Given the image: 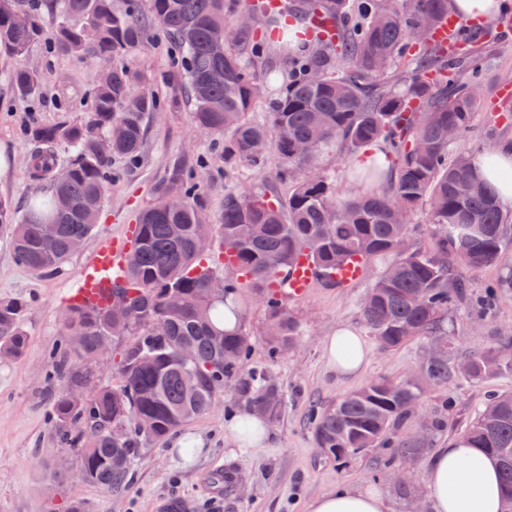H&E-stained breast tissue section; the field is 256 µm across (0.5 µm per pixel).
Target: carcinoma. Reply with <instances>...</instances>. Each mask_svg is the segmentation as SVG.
I'll list each match as a JSON object with an SVG mask.
<instances>
[{
  "label": "carcinoma",
  "instance_id": "obj_1",
  "mask_svg": "<svg viewBox=\"0 0 512 512\" xmlns=\"http://www.w3.org/2000/svg\"><path fill=\"white\" fill-rule=\"evenodd\" d=\"M49 0L56 15L55 41L77 57H89L112 72L90 91L91 108L80 121L35 127L30 138L39 150L31 157L33 177L46 179L45 192L28 199L16 214L0 199V227L9 232L16 262L36 273L60 268L89 242L109 185L113 156L136 164L142 157L149 114L185 102L200 130L231 133L224 141V164L261 170L275 155L288 195L224 193L222 250L211 253V240L197 236L206 217L194 202L196 184L188 170L172 173L181 207L169 210L160 200L141 212L138 235L126 276L112 288L113 307L86 312L68 308L69 339L50 357L52 380L81 389L88 372L77 363L117 341L112 323L128 327L132 341L117 352L122 384L100 387L85 399L65 391L54 400L51 418L62 440L83 448L79 471L84 481L110 491L126 480L139 448L159 444L183 424L205 414L224 390V379L249 358L242 327L224 330V308L235 307L243 286L258 290L269 322L270 356L292 347L297 321L284 308L279 288L288 271L304 257L317 267L319 281L335 286L336 266L360 256H389L391 261L360 302L362 320L384 350L413 338L448 343V354L428 355L420 377L378 378L325 406L315 416L318 447L341 460L369 448H393L382 471L420 454L425 444L410 438L399 444L390 431L411 417L427 389L446 387L455 374L472 380L512 371V339L474 353L463 369L456 363L453 336L444 316L466 300L458 266L500 263L512 242L511 217L499 209L492 185L481 180L465 154L448 159L453 142L471 127L480 104L489 31L465 35L467 48L451 52L433 39L450 0H293L297 19L319 12L336 14L342 30L331 40L295 25L282 42V87L266 105V120L248 119L260 98L250 61L224 45V0H150L139 15V0ZM28 16L26 26L14 21ZM160 27L171 39L183 76L181 100L165 104L156 95L138 97L128 52L145 49L148 31ZM39 0H0V54L24 57L42 40ZM238 46L254 58L268 42L254 27L239 31ZM221 71L224 79L212 81ZM21 99L35 96L41 73L21 64L9 75ZM112 138V151L101 149ZM65 143L72 158L61 164L56 148ZM309 144L318 159L335 150L343 159L364 151L351 167L364 190L342 198L334 185L297 146ZM67 181H56L60 167ZM426 205L435 226L434 244L424 251L402 249L410 213ZM59 225L50 241L42 225ZM224 280V299L207 293L212 280ZM23 305L0 301V356L18 359L28 345L20 317ZM247 386L249 410L267 420L281 416V390L258 375ZM475 448L496 458L502 468L505 512H512V393L492 395L466 429Z\"/></svg>",
  "mask_w": 512,
  "mask_h": 512
}]
</instances>
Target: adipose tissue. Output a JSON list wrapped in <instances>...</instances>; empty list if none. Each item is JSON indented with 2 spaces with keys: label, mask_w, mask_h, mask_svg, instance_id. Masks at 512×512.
Segmentation results:
<instances>
[{
  "label": "adipose tissue",
  "mask_w": 512,
  "mask_h": 512,
  "mask_svg": "<svg viewBox=\"0 0 512 512\" xmlns=\"http://www.w3.org/2000/svg\"><path fill=\"white\" fill-rule=\"evenodd\" d=\"M479 176L496 188L499 207L512 209V152L496 149L478 159ZM328 367L346 378L364 370L369 350L353 328L341 327L326 338ZM224 436L239 450L262 448L269 441L265 421L254 416L231 415ZM430 512H502L499 469L483 449L458 437L435 449L425 468ZM306 512H391L388 498L373 487L339 488L313 498Z\"/></svg>",
  "instance_id": "obj_1"
}]
</instances>
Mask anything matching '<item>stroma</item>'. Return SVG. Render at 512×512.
Masks as SVG:
<instances>
[{
    "instance_id": "stroma-1",
    "label": "stroma",
    "mask_w": 512,
    "mask_h": 512,
    "mask_svg": "<svg viewBox=\"0 0 512 512\" xmlns=\"http://www.w3.org/2000/svg\"><path fill=\"white\" fill-rule=\"evenodd\" d=\"M27 62L39 66L42 85L39 94L21 100L7 79L17 61L0 54V150H6L9 159L8 169L0 173V198L11 200L19 213L25 211L27 198L36 188L30 176V158L36 146L28 138L29 129L83 119L90 107L89 93L101 74L96 63L48 52L42 42L30 49ZM125 63L132 73L134 91H152L166 102L179 96L181 80L171 62L165 33L151 32L148 49L126 57ZM504 83L512 84V33L496 41V59L481 86L473 125L457 141L455 152L475 157L512 141V124L500 120L507 104L496 95ZM63 97L71 102L72 111L58 110ZM214 152L213 136L196 128L188 107L151 115L140 162L130 166L113 159L112 183L101 204L95 232L86 247L57 273L39 274L18 265L5 233L0 232V300L23 302L21 324L29 339L21 358L0 360V512H163L172 501L182 503L185 512H305L310 499L340 486L364 485L387 491L393 512H407L413 500L426 499V454L410 459L416 480L405 489L376 478L374 461L380 457V449L371 448L340 461L328 456L316 444L310 419L312 410L371 380L399 379L418 372L430 351V341L423 338L387 352L372 339L368 365L358 377L340 378L325 365L326 337L341 325L362 327L358 303L387 265L384 257L373 259L363 277L351 286L317 284L306 296L287 300L286 309L300 323L299 338L292 350L276 358L269 354L265 304L254 289H243L237 306L250 345L249 361L235 376L225 379L223 393L208 412L178 430L179 435L199 438L201 451L186 460L169 445L144 446L127 484L109 492L81 479L79 449L61 444L48 416L64 388L63 382L47 377L49 355L68 335L67 308L60 297L101 243L125 235L138 213L169 196L168 172L175 161H185L192 168L200 186L197 204L216 241L221 238L225 189L287 193V183L277 176L276 160H269L261 172L247 167L230 171L215 160ZM449 324L457 357L499 344L501 337L512 336V291L497 296L487 320L475 319L462 305L450 313ZM255 369L266 371L268 381L283 391L285 406L279 421L271 425L267 447L242 453L225 439L224 421L229 415L248 412L243 388ZM503 392H512L511 372L481 380L458 378L448 387L428 391L398 435L413 437L420 419L439 413L446 427L433 436L429 446L434 449L448 444L479 415L489 395ZM446 398L453 405L444 412L440 403ZM62 461L67 470L61 474L57 466ZM218 466L237 476L233 493L224 498L209 495L202 483L205 472Z\"/></svg>"
}]
</instances>
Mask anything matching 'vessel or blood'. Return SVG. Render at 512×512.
Listing matches in <instances>:
<instances>
[{"label": "vessel or blood", "mask_w": 512, "mask_h": 512, "mask_svg": "<svg viewBox=\"0 0 512 512\" xmlns=\"http://www.w3.org/2000/svg\"><path fill=\"white\" fill-rule=\"evenodd\" d=\"M475 30L474 23L462 21L454 14L448 13L442 16L436 26L434 38L460 49L464 46L463 34ZM132 244L133 239L128 236L101 245L82 267L77 280L67 292V305L83 310H94L111 304L110 288L113 281L123 277ZM365 266L366 262L361 258H354L339 265L335 273L337 282L343 286L351 285L362 277ZM313 281V266L307 260H299L287 281L286 292L292 298L304 296Z\"/></svg>", "instance_id": "obj_1"}]
</instances>
